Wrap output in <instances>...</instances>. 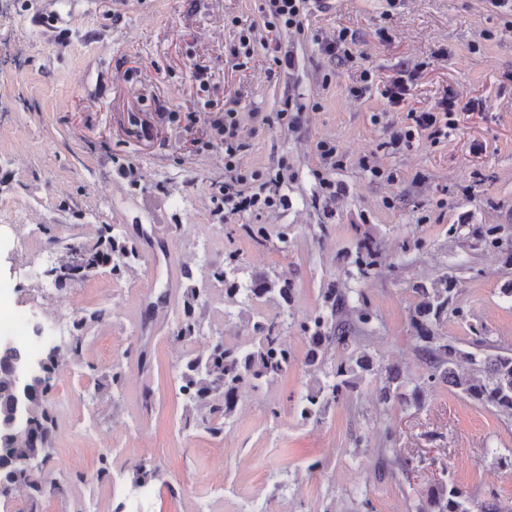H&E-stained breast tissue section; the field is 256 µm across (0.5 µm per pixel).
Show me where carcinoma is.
Masks as SVG:
<instances>
[{
    "label": "carcinoma",
    "mask_w": 512,
    "mask_h": 512,
    "mask_svg": "<svg viewBox=\"0 0 512 512\" xmlns=\"http://www.w3.org/2000/svg\"><path fill=\"white\" fill-rule=\"evenodd\" d=\"M468 236L475 240V247L512 249V240L500 236L495 226L479 233L471 230ZM155 247L165 250L163 244L155 243L144 231L132 239L114 233L110 225H103L95 241L63 245L64 256L56 266L62 277L54 283L64 288L75 273L86 280L105 267L120 274L133 267L142 249ZM351 258L356 272L350 277L356 281L376 276L387 267L379 242L368 231L357 238ZM237 266L238 260L232 256L211 273V280L224 285L225 299L251 305L261 302L290 305L292 284L258 277L251 287L243 288L234 277ZM413 293L415 303L410 310L409 325L415 333L416 349L426 364L425 372L417 378L395 364L375 359L362 344L364 334L374 332L380 318L368 297L355 288L329 284L322 289V303L315 312L291 321L289 327L297 330L306 342L304 365L316 375L295 405L302 419L321 421L332 406L349 399L371 376L378 380L375 398L385 411L396 406L418 410L426 389L445 384L458 394L512 418V350L500 347L484 325L468 319L464 308L455 301L457 289L448 284V278L429 288L420 285ZM208 296L207 288L186 290L182 315L173 331L175 341L191 344L196 340L200 333L196 308ZM101 316L100 311L87 310L76 315L73 326L79 334L67 349L70 359L80 358L84 343L81 331ZM450 317L468 327L471 333L466 341L468 348H461L457 340L442 332L443 323ZM248 324L252 331L248 343L227 344L221 337L205 353H187L178 373L179 392L186 400L188 411L185 426H199L212 436L222 434L226 421L238 409L244 388L273 383L295 364V356L283 336V322L278 317L250 320ZM60 359L61 354L54 351L44 356L45 385L31 397L28 421L15 429L0 430V496H8L17 487L27 488V512H39L43 499L57 489L37 477L31 463L51 456L55 421L47 401ZM17 395L18 384L8 369L0 377V420L12 414ZM377 455L379 468L383 470L396 465L407 474L420 463L419 457L401 447L400 437L390 428ZM409 509L410 512H473L470 496L448 475L435 480L425 493L410 501Z\"/></svg>",
    "instance_id": "cac0c4a2"
}]
</instances>
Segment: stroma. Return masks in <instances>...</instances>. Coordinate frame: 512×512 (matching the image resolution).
<instances>
[{
    "label": "stroma",
    "mask_w": 512,
    "mask_h": 512,
    "mask_svg": "<svg viewBox=\"0 0 512 512\" xmlns=\"http://www.w3.org/2000/svg\"><path fill=\"white\" fill-rule=\"evenodd\" d=\"M263 0H0V327L16 331L29 315L46 323L69 308L102 311L85 330L80 364L58 372L48 399L56 420L54 449L43 470L60 487L44 512H127L134 467L154 469L149 512H354L367 499L374 512H406L407 496L430 479L381 471L383 426L406 448L443 459L475 501L512 505V469L482 454L492 446L512 456V420L442 386L427 390L422 410H382L374 382L332 408L322 422L294 409L310 381L305 344L287 333L297 362L285 379L246 390L222 437L186 427L179 367L187 349L207 351L216 337H248L241 306L210 283L224 256L238 254L243 282L258 276L290 281V306L256 305L263 316L315 311L328 283L361 287L381 324L368 340L380 360L417 376L409 310L413 289L452 278L457 300L490 336L512 348V253L472 249L448 235L452 224H497L512 236V13L490 0H332L308 16L303 32L280 33L269 47ZM59 18L60 42L33 24ZM255 26L254 56L233 54L242 29ZM355 30L359 65L383 80L402 67L423 72L402 108L373 88L349 97L357 67L330 59L323 39ZM293 57L291 68L274 63ZM450 92L478 99L457 115L448 136L411 148H384L411 109L435 105ZM306 104L305 125L290 132L260 125L256 112ZM237 106L248 143L246 169L282 173L284 209L223 221L215 214L224 185V146L209 127L205 105ZM335 141L343 164L333 202L320 199L313 176L319 140ZM369 156L396 174L371 180ZM265 226L255 245L244 227ZM135 235L144 229L166 251L144 250L132 271L102 269L93 278L54 287L41 252L63 256L62 244L90 241L100 225ZM373 228L393 270L354 282L348 255ZM287 233L288 247L278 237ZM425 242L404 252L406 240ZM36 241L23 249L19 240ZM211 286L199 312L193 346L173 340L186 288ZM168 301L143 323L141 307L158 292ZM151 368L143 370L140 355ZM121 368L120 386L112 384ZM151 408H144L143 395ZM280 407L278 417L267 412ZM324 467L309 470L313 460ZM179 495H171V488Z\"/></svg>",
    "instance_id": "stroma-1"
}]
</instances>
